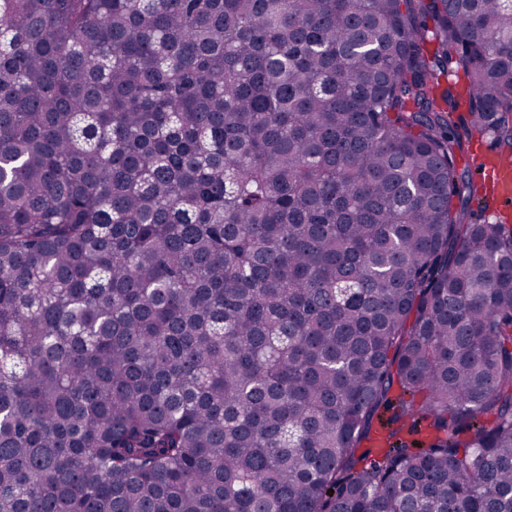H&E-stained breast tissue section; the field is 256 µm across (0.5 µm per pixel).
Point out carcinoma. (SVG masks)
<instances>
[{"instance_id":"cac0c4a2","label":"carcinoma","mask_w":512,"mask_h":512,"mask_svg":"<svg viewBox=\"0 0 512 512\" xmlns=\"http://www.w3.org/2000/svg\"><path fill=\"white\" fill-rule=\"evenodd\" d=\"M485 137L512 0H0V512H512Z\"/></svg>"}]
</instances>
